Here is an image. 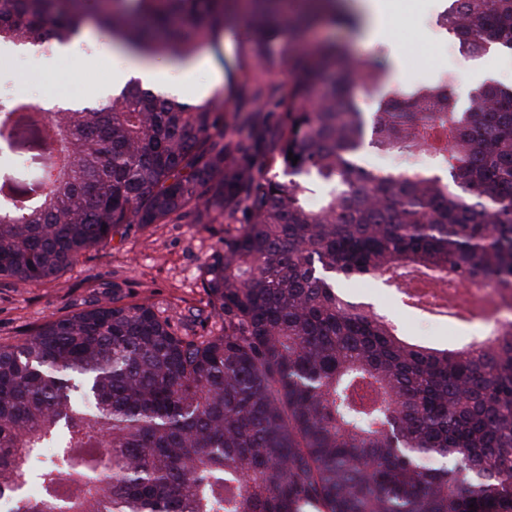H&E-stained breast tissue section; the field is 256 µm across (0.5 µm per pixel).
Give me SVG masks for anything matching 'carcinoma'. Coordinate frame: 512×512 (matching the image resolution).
Returning <instances> with one entry per match:
<instances>
[{
	"label": "carcinoma",
	"mask_w": 512,
	"mask_h": 512,
	"mask_svg": "<svg viewBox=\"0 0 512 512\" xmlns=\"http://www.w3.org/2000/svg\"><path fill=\"white\" fill-rule=\"evenodd\" d=\"M249 65L292 72L268 151L224 144V110L129 81L45 115L0 92V124L67 152L0 195V278L55 276L137 226L241 207L201 288L218 336H180L117 299L0 343V499L10 512H512V329L473 349L406 341L339 281L396 264L446 286L512 290V86L459 110L448 88L354 98L386 67L334 41L300 48L314 8L272 36L252 0ZM80 0H0V41L65 45ZM441 25L473 55L512 53V0H451ZM95 23L148 57L186 59L224 30V0H107ZM401 166L359 163L365 134ZM422 147L439 172L413 170ZM298 157L288 160V153ZM277 173L270 174L271 170ZM317 193L309 206L305 195Z\"/></svg>",
	"instance_id": "cac0c4a2"
}]
</instances>
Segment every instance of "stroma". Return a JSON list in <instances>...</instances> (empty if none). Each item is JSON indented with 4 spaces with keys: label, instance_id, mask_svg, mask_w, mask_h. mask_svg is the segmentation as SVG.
<instances>
[{
    "label": "stroma",
    "instance_id": "stroma-1",
    "mask_svg": "<svg viewBox=\"0 0 512 512\" xmlns=\"http://www.w3.org/2000/svg\"><path fill=\"white\" fill-rule=\"evenodd\" d=\"M446 5V0H439L437 6L426 4L416 11L398 9L392 21L393 35L408 56L409 65L392 79L390 87L380 88L375 96L360 98V111H377L381 100L392 94L441 84L447 85L459 102H466L475 88L470 75L477 69L484 70L492 82L512 86L511 54L462 57L441 46L435 21ZM249 34L244 16L236 8H228L221 40L209 45L208 51L223 74L212 96L224 106L227 130L240 127L246 115L257 118L255 128L240 138L245 157L253 158L266 149L263 132L277 122L276 101L287 88L291 73L283 69L266 74L248 67L244 47ZM327 38L348 42L357 59H391L386 45L369 41L360 29L348 31L323 22L303 35L310 44ZM13 80L16 88L41 100L66 94L85 102L95 101L100 91L112 87L99 65H73L61 52L56 55L54 72H44L29 62L15 68ZM49 164L47 153L28 131L9 128L0 136V185L37 179ZM239 227L238 216L232 214L225 215L219 224H197L192 218H179L132 229L125 238L86 253L45 282L18 286L2 279L0 342L16 341L49 319L107 302L115 281L123 285L121 302L150 305L159 317L171 320L179 335H220L224 320L201 288V271L224 235L235 233ZM399 287L396 279L387 276L351 278L342 283L343 290L367 308L386 314L409 335L440 333V326L427 314L406 305Z\"/></svg>",
    "mask_w": 512,
    "mask_h": 512
}]
</instances>
